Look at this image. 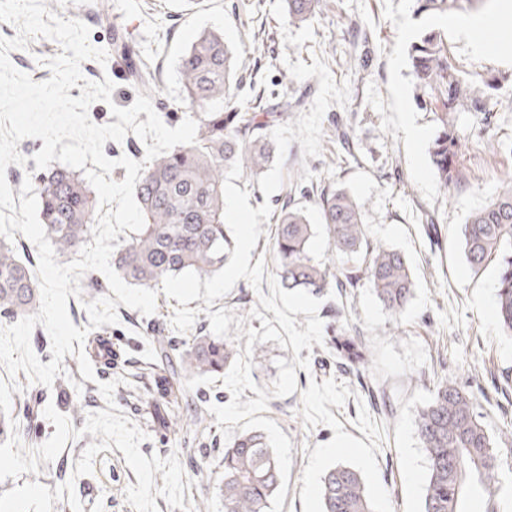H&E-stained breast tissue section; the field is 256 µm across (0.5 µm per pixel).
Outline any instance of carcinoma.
<instances>
[{
  "instance_id": "obj_1",
  "label": "carcinoma",
  "mask_w": 512,
  "mask_h": 512,
  "mask_svg": "<svg viewBox=\"0 0 512 512\" xmlns=\"http://www.w3.org/2000/svg\"><path fill=\"white\" fill-rule=\"evenodd\" d=\"M485 0H415L416 12L445 15L463 11ZM320 0H288V20L304 23L315 17ZM130 66L137 70L143 91L152 96L153 78L142 67L134 44L123 46ZM411 75L416 101L437 104L438 129L429 147L431 167L443 187L461 182L459 152L465 135L457 127L462 112H485L487 104L461 80L448 59L444 34L431 30L412 46ZM177 70L182 100L195 111L196 143L178 145L158 156L141 172L135 195L145 217L143 229L112 253V267L141 288L158 286L167 275L194 271L200 278L224 267L233 241L224 224L223 183L230 165L239 160L242 172L258 175L272 162L276 146L265 133L282 117L258 112L237 103L234 88L243 83L224 34L203 32L179 58ZM39 219L58 254H77L89 240L96 202L84 181L66 168H52L42 176ZM362 207L345 190L320 195V223L331 241L330 254L316 261L309 252L312 224L293 201L277 216L273 243L276 274L288 289L321 293L332 287L355 288L366 280L389 315L399 318L414 297L415 283L405 256L398 250L371 245L362 220ZM463 256L469 268L480 271L497 265L496 317L512 335V180L461 226ZM40 286L17 255L13 243L0 239V312L25 317L38 311ZM152 357L172 367H158L146 388L144 410L165 430H176L181 418L202 423L207 409L176 395L172 380L189 381L224 373L239 355L242 341L219 336H197L180 345L166 336L148 338ZM336 356L353 367L368 363L356 329L339 322ZM90 357L112 368L117 353L112 337L100 330L93 336ZM474 393L456 380L444 378L418 409L415 426L426 452L427 476L422 512H467L470 499L500 490L505 474L495 440L477 411ZM30 407L13 417L0 415V438H21L20 420L30 418ZM224 512H268L281 485L275 456L266 436L245 431L224 445ZM321 512H376L362 472L335 464L321 479Z\"/></svg>"
}]
</instances>
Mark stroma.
I'll return each instance as SVG.
<instances>
[{
    "instance_id": "obj_1",
    "label": "stroma",
    "mask_w": 512,
    "mask_h": 512,
    "mask_svg": "<svg viewBox=\"0 0 512 512\" xmlns=\"http://www.w3.org/2000/svg\"><path fill=\"white\" fill-rule=\"evenodd\" d=\"M63 19H77L89 29L92 46L106 49L108 60H85L84 77L110 79L111 102H94L88 111L98 125L110 123L111 106H131L140 90L127 74L115 32L138 43L155 75L152 104L169 127L192 116L181 101L177 73L180 55L208 30L223 32L243 76L258 74L264 95L250 86L237 89L244 100H259L261 109L288 105L284 122L309 112L319 80L289 79L286 60L311 63L320 56L335 81H349L347 106L332 105L348 142L324 133L322 152L304 157L292 142L284 172L308 168L311 190L284 182L264 196L257 181L236 179L248 191L251 207L270 203L279 209L292 199L310 220L318 218L321 190L344 188L363 205L371 244L398 248L414 275V297L400 318L382 309L368 283L346 290L329 289L318 316L342 313L360 331L369 354L365 368L341 365L331 341L293 353L277 342L263 343L264 356L251 376L259 387L271 386L279 374L275 362L307 358L297 369L296 391L268 402L265 418L274 420L292 443L289 483L282 512H320V478L325 468L346 463L360 469L376 512H421L424 482H411L407 465L426 468L415 417L441 377L452 375L471 389L489 432L498 442L503 464L512 465V337L499 328L494 303L497 269L472 272L465 263L460 228L485 206L502 181L512 178V39L498 42L488 54L475 53L459 29L464 19L492 15L486 0L474 10L449 17L420 15L414 0H321L310 23L288 22L286 0H45ZM442 31L459 73L473 80L492 78L490 113L466 112L459 124L468 132L460 155L463 182L442 188L431 168L427 139L436 133L432 111L416 104L409 52L424 33ZM61 52L58 42L36 37L26 48L11 51L15 68L33 81L49 79L45 59ZM362 66L349 76V66ZM425 132V143L408 138L407 125ZM267 281L252 287L238 280L213 310L236 309L246 326L261 329L251 315ZM204 300L190 332L175 334L170 319L179 303L158 294L154 314L118 305L112 341L118 365L95 369L85 380L74 356H65L52 386L33 382L25 373L10 375L0 365V412L10 413L22 394L37 400L40 426L25 443L0 441V512H224L222 457L225 439L215 423L206 429L185 423L180 437L159 429L144 413L137 387L149 371L146 336L177 335L179 341L208 334ZM82 402L80 417L65 410L68 400Z\"/></svg>"
}]
</instances>
